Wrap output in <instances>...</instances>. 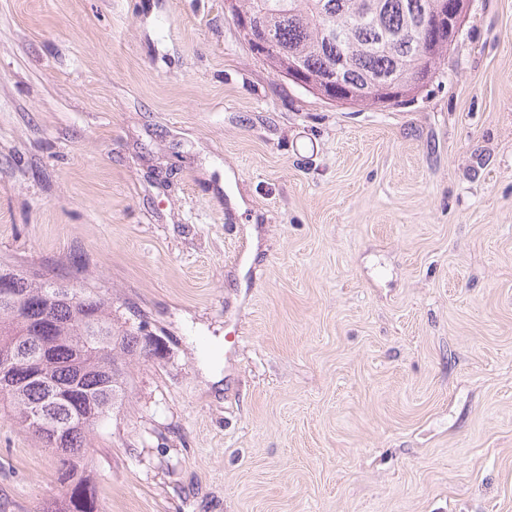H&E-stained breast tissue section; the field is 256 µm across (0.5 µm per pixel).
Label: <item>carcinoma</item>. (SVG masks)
I'll return each instance as SVG.
<instances>
[{"instance_id": "obj_1", "label": "carcinoma", "mask_w": 512, "mask_h": 512, "mask_svg": "<svg viewBox=\"0 0 512 512\" xmlns=\"http://www.w3.org/2000/svg\"><path fill=\"white\" fill-rule=\"evenodd\" d=\"M269 34L261 56L278 76L302 64L312 88L322 86L327 70L343 61L347 82L355 89L392 75L403 91L391 99L377 87L354 106L394 108L417 99L425 85L412 86L418 59L410 52L407 32L422 10L442 11L448 0H237ZM10 280L18 304L0 301V407L21 428L57 455L58 472L73 483L48 512H97V493L85 462L98 424L123 405L129 386L127 364L155 355L141 329L112 316V298L100 288H70L37 280L16 264H0V278ZM41 327L30 349L41 351L42 376L9 368L23 347V334ZM112 337V367L93 350L92 335ZM47 413L57 433L37 430Z\"/></svg>"}]
</instances>
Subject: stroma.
<instances>
[{"label": "stroma", "mask_w": 512, "mask_h": 512, "mask_svg": "<svg viewBox=\"0 0 512 512\" xmlns=\"http://www.w3.org/2000/svg\"><path fill=\"white\" fill-rule=\"evenodd\" d=\"M156 336L99 512H512V0L411 104L273 73L224 0H0V260ZM65 492L0 410V512Z\"/></svg>", "instance_id": "stroma-1"}]
</instances>
